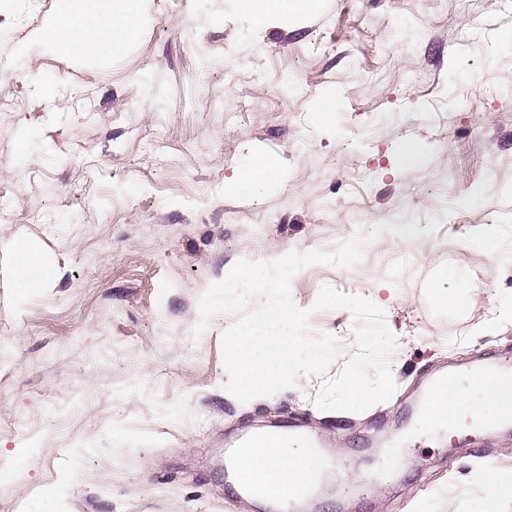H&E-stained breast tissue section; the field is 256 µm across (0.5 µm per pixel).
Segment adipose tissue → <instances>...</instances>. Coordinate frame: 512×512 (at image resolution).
<instances>
[{
    "mask_svg": "<svg viewBox=\"0 0 512 512\" xmlns=\"http://www.w3.org/2000/svg\"><path fill=\"white\" fill-rule=\"evenodd\" d=\"M85 2L64 0L48 28L46 38L59 53L90 50L109 54L137 38V0H98L100 8L96 11L88 10ZM279 175L278 167L270 158L256 154L240 167L233 188L239 193H255ZM447 407L465 408L476 419L492 418L502 412L496 397L454 383L450 388L440 390L437 400L425 414L424 426L440 423ZM237 470L252 483L253 499L261 501L267 492L286 490L295 473H318L319 464L301 442L279 439L271 445L243 450Z\"/></svg>",
    "mask_w": 512,
    "mask_h": 512,
    "instance_id": "adipose-tissue-1",
    "label": "adipose tissue"
}]
</instances>
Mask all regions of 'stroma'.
Returning <instances> with one entry per match:
<instances>
[{
  "mask_svg": "<svg viewBox=\"0 0 512 512\" xmlns=\"http://www.w3.org/2000/svg\"><path fill=\"white\" fill-rule=\"evenodd\" d=\"M59 8L0 0V512H263L224 451L291 422L331 459L305 512H512L485 482L512 476V425L420 426L431 372L512 355V323L488 325L512 260L464 245L484 227L512 248V0H313L260 23L238 0H139L137 38L108 55L56 52ZM254 154L282 177L234 194ZM433 218L417 252L370 236ZM357 236L359 265L307 267L292 297L329 285L381 307L392 397L322 411L318 376L227 392L232 319L194 338L200 296L239 260ZM19 239L49 267L38 290L17 281ZM450 270L464 296L435 302Z\"/></svg>",
  "mask_w": 512,
  "mask_h": 512,
  "instance_id": "1",
  "label": "stroma"
}]
</instances>
